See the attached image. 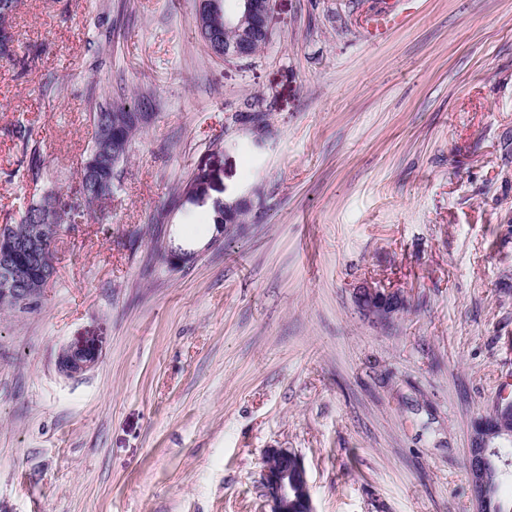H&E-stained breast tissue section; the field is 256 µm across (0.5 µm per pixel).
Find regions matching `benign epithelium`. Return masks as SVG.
Wrapping results in <instances>:
<instances>
[{"mask_svg": "<svg viewBox=\"0 0 512 512\" xmlns=\"http://www.w3.org/2000/svg\"><path fill=\"white\" fill-rule=\"evenodd\" d=\"M238 2V13L224 19V31L233 36L232 40L224 39L214 28L200 30L212 52L226 60L251 59L257 40L269 35L273 29V0ZM111 129L112 116H99L95 151L87 171L88 179L93 182L97 181L96 172L100 167L111 165L114 159L126 153V146L112 138ZM55 229L54 225L36 224L29 236L14 239L6 226L0 227V240L7 242V246L0 250V297L25 306L43 295L50 279L33 281L31 267L41 264V242ZM363 311L376 322H389L396 314V308L386 303L370 305ZM97 361L98 352L92 345L63 346L57 353L56 368L61 375L75 378L93 369ZM485 426L483 418L475 423L476 434L468 456L469 481L479 510L484 506L481 470L486 451L480 445L483 444L481 431ZM264 459L268 460L263 468L266 512H315L307 470L301 458L287 448H268Z\"/></svg>", "mask_w": 512, "mask_h": 512, "instance_id": "1", "label": "benign epithelium"}]
</instances>
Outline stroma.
Returning a JSON list of instances; mask_svg holds the SVG:
<instances>
[{"mask_svg":"<svg viewBox=\"0 0 512 512\" xmlns=\"http://www.w3.org/2000/svg\"><path fill=\"white\" fill-rule=\"evenodd\" d=\"M376 2L273 0L271 42L227 61L195 0H19L0 225L75 185L92 99L147 108L40 302L0 310V512H261L268 448L300 456L315 512H475L474 423L512 382V0H415L369 42ZM200 169L204 201L170 210ZM253 194L215 240L213 202ZM364 284L408 310L371 323ZM88 341L96 366L60 375ZM97 361L98 352L93 345L63 346L57 353L56 368L61 375L75 378L93 369Z\"/></svg>","mask_w":512,"mask_h":512,"instance_id":"1","label":"stroma"}]
</instances>
